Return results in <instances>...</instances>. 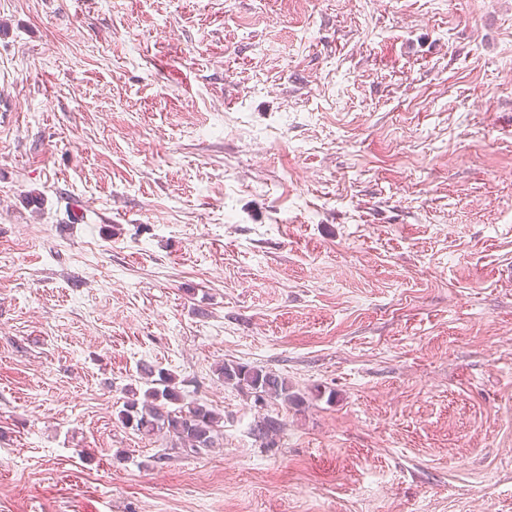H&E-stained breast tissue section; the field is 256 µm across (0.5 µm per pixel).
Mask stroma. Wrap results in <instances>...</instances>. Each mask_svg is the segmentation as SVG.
Wrapping results in <instances>:
<instances>
[{"mask_svg": "<svg viewBox=\"0 0 512 512\" xmlns=\"http://www.w3.org/2000/svg\"><path fill=\"white\" fill-rule=\"evenodd\" d=\"M509 266L512 0H0V512H512ZM219 374L224 384L232 385L248 396H253L255 403L263 404L269 400L281 399L300 406L305 400L301 393L292 390L293 387L286 378L263 368L232 361L225 362L220 367ZM158 374L156 384L163 388L146 390L142 401L134 398L136 393H133L118 412L120 422L147 436L164 433L174 441L173 448H181L188 454H200L214 448L219 438L221 417L206 403H184L172 375L162 370ZM169 404L180 406L171 410Z\"/></svg>", "mask_w": 512, "mask_h": 512, "instance_id": "35a3bbf8", "label": "stroma"}]
</instances>
